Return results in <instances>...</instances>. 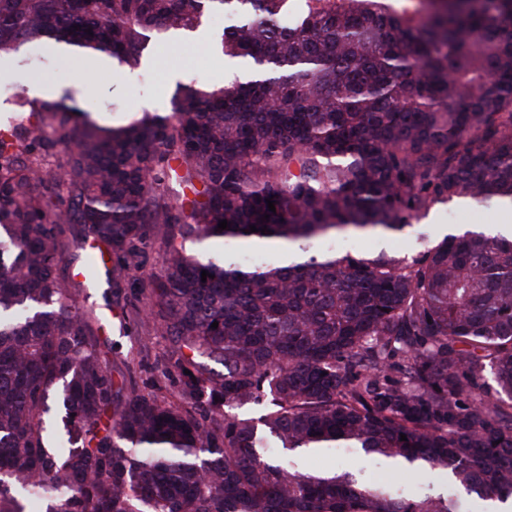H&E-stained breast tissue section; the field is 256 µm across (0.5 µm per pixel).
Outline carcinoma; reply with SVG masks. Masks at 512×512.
Returning <instances> with one entry per match:
<instances>
[{
	"mask_svg": "<svg viewBox=\"0 0 512 512\" xmlns=\"http://www.w3.org/2000/svg\"><path fill=\"white\" fill-rule=\"evenodd\" d=\"M214 11L236 16L208 34L237 67L224 85L179 83L169 111L112 129L26 98V120L0 127V512H25L14 489L44 512H460L266 448H354L512 502V236L323 248L436 204L512 206V0H0V54L53 41L135 70ZM156 232L164 265L121 310L159 307L181 405L118 401L101 325L59 274L88 246L85 281L103 270L115 295ZM187 240L281 244L289 261L187 255ZM251 403L265 413H233Z\"/></svg>",
	"mask_w": 512,
	"mask_h": 512,
	"instance_id": "obj_1",
	"label": "carcinoma"
}]
</instances>
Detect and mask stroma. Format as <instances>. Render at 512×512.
<instances>
[{"label": "stroma", "mask_w": 512, "mask_h": 512, "mask_svg": "<svg viewBox=\"0 0 512 512\" xmlns=\"http://www.w3.org/2000/svg\"><path fill=\"white\" fill-rule=\"evenodd\" d=\"M147 52L146 68L112 72L56 47L25 45L16 56L0 59V118L18 116L14 104L16 94L33 96L35 86L42 85L69 92L73 103L91 112L99 124L120 125L130 121L148 103L156 110H169L177 83L195 78L219 86L228 72L223 55L195 33L149 44ZM504 213V207L497 204H438L426 218L405 228L402 234L354 238L350 244L368 253L382 250L412 253L473 224L497 233ZM79 271L80 263L76 260L65 261L60 266L61 274L79 285L78 305L98 318L99 338L110 348L108 360L113 372L124 374L127 392L177 402V390L163 374L173 347L171 340L154 335L150 327L124 322L119 306L107 304L104 298L107 283L102 281L95 287L80 285ZM295 461L304 469H326L343 461L352 468L364 469L372 479L385 473L378 462L367 460L349 448L304 453L296 456Z\"/></svg>", "instance_id": "35a3bbf8"}]
</instances>
